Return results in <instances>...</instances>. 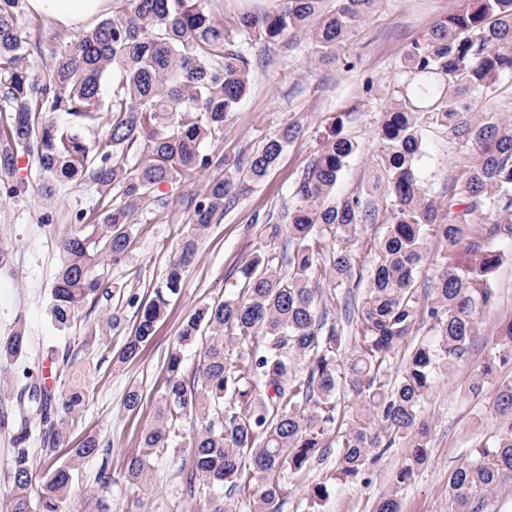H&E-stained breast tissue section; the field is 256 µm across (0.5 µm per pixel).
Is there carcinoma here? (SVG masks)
Returning a JSON list of instances; mask_svg holds the SVG:
<instances>
[{
  "instance_id": "carcinoma-1",
  "label": "carcinoma",
  "mask_w": 512,
  "mask_h": 512,
  "mask_svg": "<svg viewBox=\"0 0 512 512\" xmlns=\"http://www.w3.org/2000/svg\"><path fill=\"white\" fill-rule=\"evenodd\" d=\"M382 0H281L261 17L242 16L236 36L208 9V0H112V15L51 50L52 63L34 72L31 48L17 24L21 0H0V192L22 193L13 182L17 159L33 158L61 185H91L98 207L76 216L59 242L61 263L49 316L60 329L84 319L96 347L111 348L114 314L90 320L84 312L109 293L98 272L101 259H130L134 213L162 183L213 172L189 201L191 213L162 285L151 297H132L131 330L117 354L136 359L157 332L199 240L221 222L224 206L246 182L258 183L301 133L290 124L267 136L247 157L209 153L203 144L224 134L229 115L249 92L245 44L257 37L276 43L303 34L313 52L340 51L354 27L375 14ZM405 79L391 93L374 132L372 189L381 207L350 194L331 200L340 174L358 146L343 134L344 121L322 135L304 169L286 223L265 225L264 242L239 268L236 291L204 302L183 322L167 361L162 406L124 464L125 482L147 483L151 459L170 445L191 450L184 482L192 493L224 500L212 512H233L224 496L253 503V512H279L288 497L285 472L296 473L337 448L338 478L366 481L369 465L390 448L407 451L392 484H409L428 458L425 403L436 368L464 360L493 298L492 283L512 241V118L494 119L468 101L496 97L512 82V0H465L413 42L402 62ZM112 77V96L103 84ZM107 115L100 140L83 134ZM451 132L475 148L445 203L420 184L422 124ZM382 232L363 243L361 224ZM285 238V251L269 246ZM436 240L441 262L431 298L421 301L418 277ZM373 255L367 287L346 296L341 313L328 298L348 288L361 254ZM421 324L432 339L416 344L388 378L391 359ZM354 326L347 334L345 326ZM496 347L474 371L470 390L512 362V318L498 327ZM207 338L190 372L182 350ZM21 318L0 336V362L18 361L28 349ZM22 369L14 414L0 413V429L14 444L0 512H87L72 497L80 462L100 454L96 436L69 447L77 416L94 392L66 374L60 398ZM498 429L481 437L448 474V512H480L485 498L512 478V379L498 385ZM39 431L50 448L66 446L65 462L38 468L30 443ZM114 480L105 466L94 477L101 504ZM329 485L309 489L308 512L328 496ZM375 512H400L395 491L381 495Z\"/></svg>"
}]
</instances>
